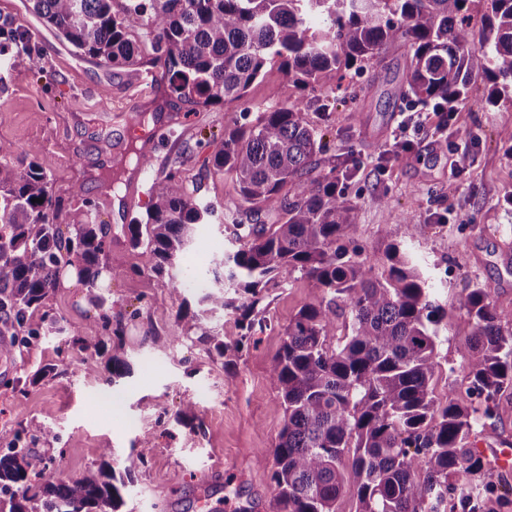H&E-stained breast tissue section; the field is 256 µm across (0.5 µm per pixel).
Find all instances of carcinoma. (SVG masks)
<instances>
[{"label": "carcinoma", "instance_id": "cac0c4a2", "mask_svg": "<svg viewBox=\"0 0 512 512\" xmlns=\"http://www.w3.org/2000/svg\"><path fill=\"white\" fill-rule=\"evenodd\" d=\"M29 2L59 38L112 68L137 65L150 45L170 94L192 111L240 101L243 117L256 113L224 131L211 158L214 170L235 173L250 220L234 225L224 283L201 294V314L181 301L177 330L153 344L198 343L225 365L248 336L225 342L206 313L232 309L250 333L265 325L271 289L309 282L311 299L270 364L286 420L258 462L272 464L276 512H339L347 492L354 512H512V483L485 479L491 462L476 448L479 423L497 417L499 394L512 389V331L502 327L490 291L476 286L464 297L467 320L456 332L471 338L463 352L469 384L440 398L443 308L435 288L407 245L392 240L369 253L358 244L348 170H318L328 128L313 126L308 112L329 113L336 100L301 97L264 109L248 98L276 57L289 82L314 90L363 72L402 42L412 53L403 95L448 111L480 76L492 83L488 102L496 103L512 93V0ZM472 5L480 7L478 29ZM42 52L20 20L0 15V57ZM36 154L33 144L0 141V336L18 337L0 357L67 336L106 358L109 378L120 377L124 352L104 336L118 339L123 327L104 296H95L100 313L78 336L47 309L64 265L97 287L112 241L91 200L59 223L61 204ZM209 215L173 171L154 183L146 217L121 230L146 258L140 271L168 274L170 294L179 297L176 269L194 226ZM50 439L51 430L30 424L0 450V512H120L128 490L116 476L119 464L64 478L55 457L32 448Z\"/></svg>", "mask_w": 512, "mask_h": 512}]
</instances>
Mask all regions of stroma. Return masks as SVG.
<instances>
[{"label": "stroma", "instance_id": "35a3bbf8", "mask_svg": "<svg viewBox=\"0 0 512 512\" xmlns=\"http://www.w3.org/2000/svg\"><path fill=\"white\" fill-rule=\"evenodd\" d=\"M0 13L23 20L45 47L42 57H13L0 90V140L36 145V159L48 175L63 211L96 202L102 223L120 227L144 216L154 179L175 171L215 215L195 230L192 252L180 264L184 296L175 298L164 277L141 273L145 259L124 241L112 251L126 267L123 276L102 279L97 291L83 282L59 284L47 303L78 331L95 314L93 294L105 296L113 313L124 316L122 347L130 365L124 377L109 380L103 361L73 344L46 343L17 353L13 378L0 383V448L19 426L33 422L52 430L54 441L38 442L47 455H59L63 475L75 477L100 462L103 449L131 480L127 512H273L270 470L261 450L273 448L284 424V408L269 375L272 356L299 307L311 297L304 280L271 290L268 326L256 333L232 364L212 362L202 345L156 349L151 339L170 335L181 300L196 303L201 286H213V269L223 268L232 248V222L238 186L234 173L206 167L210 135L243 124L241 105L227 103L198 112L171 96L165 82L143 83L152 51L142 68L112 69L76 54L60 43L28 9V0H0ZM411 54L403 43L389 45L363 73L342 82L327 80L320 96L337 101L329 116L310 113L312 124L330 126L322 169L347 161L355 170L348 196L356 206L358 242L380 248L384 233L409 244L439 290L445 311L438 330L441 357L454 366L436 382L438 395L466 386L464 337L456 326L466 320L467 288H490L512 330V156L505 134L512 131V99L485 103L483 78L473 79L466 99L455 103L444 126L402 131L414 104L404 97ZM278 63L249 92L251 102L280 106L300 98ZM187 115L184 125H168L170 114ZM359 123H352L351 115ZM162 129L152 179L140 187L131 211L120 199L126 183L104 196L109 171L132 169L131 144L144 131ZM470 137V164H452L454 143ZM53 364V375L19 393L17 382L38 366ZM194 416L177 419L186 403ZM150 437L152 451L139 461L136 448ZM512 443V389L499 397V416L487 421L479 437L486 457Z\"/></svg>", "mask_w": 512, "mask_h": 512}]
</instances>
